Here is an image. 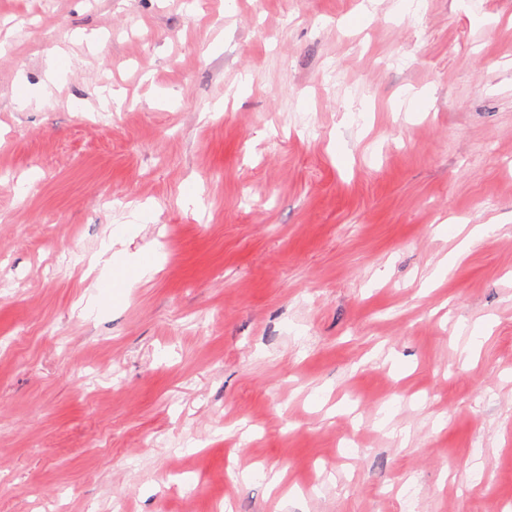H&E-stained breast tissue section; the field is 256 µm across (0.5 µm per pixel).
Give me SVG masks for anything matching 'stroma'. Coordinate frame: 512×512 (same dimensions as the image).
Listing matches in <instances>:
<instances>
[{
    "label": "stroma",
    "mask_w": 512,
    "mask_h": 512,
    "mask_svg": "<svg viewBox=\"0 0 512 512\" xmlns=\"http://www.w3.org/2000/svg\"><path fill=\"white\" fill-rule=\"evenodd\" d=\"M502 505L512 0H0V512ZM108 247H103L96 257L90 259V265L93 268L99 267L103 263V268L95 280L93 288H100L101 284L105 281L113 278L114 281H117L118 278L129 271L132 272V282H141V281H149L153 275L159 270L158 266L154 261H143L142 257L139 258L135 263L128 266H114L112 267V263L110 265L109 260H105L103 257L106 254ZM110 265L109 272L105 275L104 270Z\"/></svg>",
    "instance_id": "obj_1"
}]
</instances>
